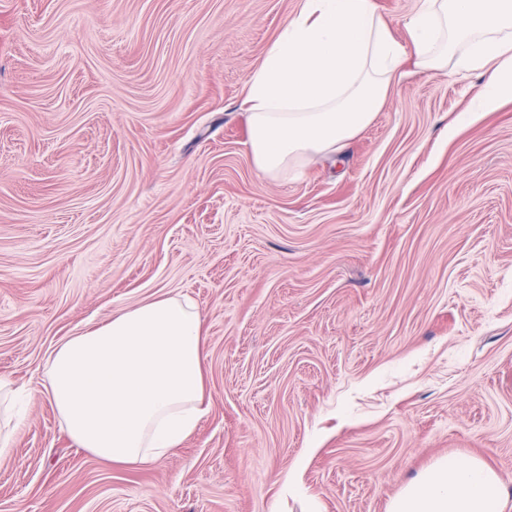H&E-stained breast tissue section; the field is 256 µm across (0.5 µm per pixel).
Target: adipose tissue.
I'll return each mask as SVG.
<instances>
[{
    "label": "adipose tissue",
    "instance_id": "obj_1",
    "mask_svg": "<svg viewBox=\"0 0 512 512\" xmlns=\"http://www.w3.org/2000/svg\"><path fill=\"white\" fill-rule=\"evenodd\" d=\"M402 44L374 0H299L247 82L248 155L275 177L342 151L373 120L406 54L437 74L485 78L472 111L512 101V0H418ZM42 388L71 441L146 465L191 437L211 406L194 302L162 294L79 331L48 355ZM502 477L481 460L441 458L391 497L387 512H505Z\"/></svg>",
    "mask_w": 512,
    "mask_h": 512
}]
</instances>
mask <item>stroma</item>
<instances>
[{"label": "stroma", "mask_w": 512, "mask_h": 512, "mask_svg": "<svg viewBox=\"0 0 512 512\" xmlns=\"http://www.w3.org/2000/svg\"><path fill=\"white\" fill-rule=\"evenodd\" d=\"M298 0H0V376L28 391L0 512H387L443 457L512 492V102L405 62L338 155L268 178L250 75ZM209 413L116 467L39 391L50 351L161 293Z\"/></svg>", "instance_id": "1"}]
</instances>
